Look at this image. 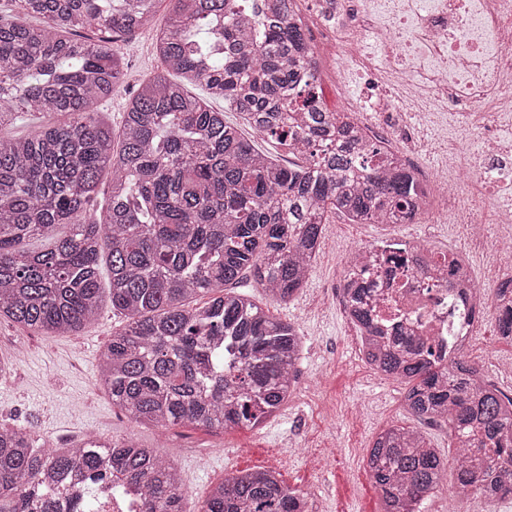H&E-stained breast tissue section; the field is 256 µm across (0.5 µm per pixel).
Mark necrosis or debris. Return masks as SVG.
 I'll list each match as a JSON object with an SVG mask.
<instances>
[{
    "mask_svg": "<svg viewBox=\"0 0 512 512\" xmlns=\"http://www.w3.org/2000/svg\"><path fill=\"white\" fill-rule=\"evenodd\" d=\"M304 0L310 69L318 82L346 86L357 76L369 85L367 112L393 111L397 92L428 95L447 112L456 136L448 146L452 185L441 206L427 209L424 221L444 224L464 217L473 240L485 238L488 224H512V137L501 115L512 112V0ZM375 41L383 57L373 63ZM477 142L469 154V142ZM484 182L487 202L464 211L462 189ZM393 241L380 238L360 248L350 272L372 281L377 301L396 324L423 340L435 337L443 351L456 353L472 342L478 326L496 314V298L467 271L440 268L432 241L410 247L400 285L387 287L381 264Z\"/></svg>",
    "mask_w": 512,
    "mask_h": 512,
    "instance_id": "obj_1",
    "label": "necrosis or debris"
}]
</instances>
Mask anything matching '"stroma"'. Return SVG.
I'll use <instances>...</instances> for the list:
<instances>
[{
    "mask_svg": "<svg viewBox=\"0 0 512 512\" xmlns=\"http://www.w3.org/2000/svg\"><path fill=\"white\" fill-rule=\"evenodd\" d=\"M168 0H158L151 24L139 30L125 60L122 84L100 107V117L120 129L128 99L162 69L154 42L169 14ZM374 129L410 133L419 148L417 168L437 171L442 152L439 132L430 118L415 120L407 112L379 117L358 113ZM423 224H353L340 215L325 224L313 272L296 297L272 298L244 273L236 289L248 293L269 315L293 322L303 341L295 390L276 416L260 428L223 431L192 425L166 428L136 423L113 406L100 390L98 355L125 325L111 305L79 331L44 336L0 318V357L14 360L10 376L0 379V426H21L42 450L72 448L82 440L135 439L176 460L190 501L203 499L224 477L238 471L273 470L291 489L305 494L309 512H382L381 497L366 467L372 441L390 426L413 427L430 439L444 457L455 454L446 426L418 421L404 405L405 383L381 376L365 362L355 327L333 297L351 252L381 236L404 241L430 231ZM438 248L466 254L487 287L511 271L494 260L489 245L477 246L464 224L435 229ZM465 358L480 366L487 380L512 396V341L503 339L494 319L478 328Z\"/></svg>",
    "mask_w": 512,
    "mask_h": 512,
    "instance_id": "35a3bbf8",
    "label": "stroma"
}]
</instances>
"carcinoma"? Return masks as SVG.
Instances as JSON below:
<instances>
[{"label": "carcinoma", "mask_w": 512, "mask_h": 512, "mask_svg": "<svg viewBox=\"0 0 512 512\" xmlns=\"http://www.w3.org/2000/svg\"><path fill=\"white\" fill-rule=\"evenodd\" d=\"M6 2L15 14L0 13V128L37 114L67 120L0 136V317L60 336L95 321L107 298L127 319L101 352L99 385L113 405L156 427H259L293 391L303 341L232 288L250 271L266 294L290 301L329 214L402 224L420 200L414 175L395 154L354 174L360 126L319 108L294 0H169L155 42L165 69L129 99L117 140L97 105L122 83V44L151 23L157 0ZM191 85L295 160L256 149ZM62 224L69 232L58 237ZM342 292L366 362L408 385L412 416L448 425L453 498L512 495V396L461 354L430 347L416 359L405 337L379 335L371 285L354 280ZM197 297L207 301L194 306ZM497 302L512 339V275ZM367 468L383 512H422L448 460L419 430L391 426ZM116 479L139 490L144 512H308L269 470L226 477L190 507L174 461L132 439L39 452L26 430L0 427V512H56L61 501L90 512L97 484ZM79 480L85 496L75 498Z\"/></svg>", "instance_id": "carcinoma-1"}]
</instances>
